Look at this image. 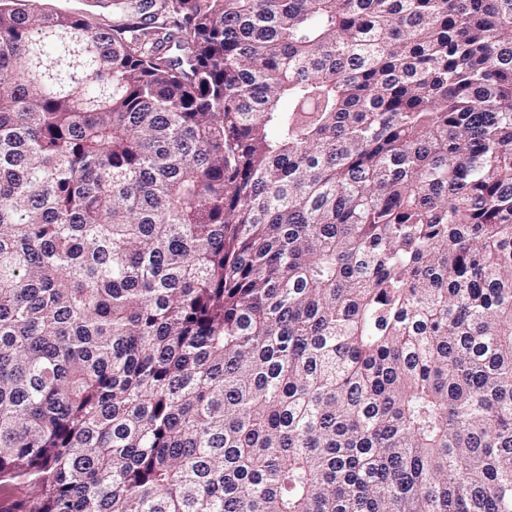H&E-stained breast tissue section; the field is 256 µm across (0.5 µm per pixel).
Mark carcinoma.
Segmentation results:
<instances>
[{"mask_svg":"<svg viewBox=\"0 0 512 512\" xmlns=\"http://www.w3.org/2000/svg\"><path fill=\"white\" fill-rule=\"evenodd\" d=\"M126 7L0 2L9 512H512V0ZM113 0H15V7L44 12H61L85 16L89 19L106 18L110 24L124 19L115 12Z\"/></svg>","mask_w":512,"mask_h":512,"instance_id":"obj_1","label":"carcinoma"}]
</instances>
